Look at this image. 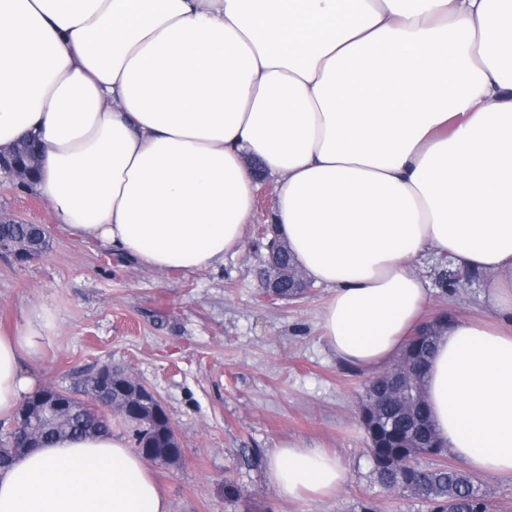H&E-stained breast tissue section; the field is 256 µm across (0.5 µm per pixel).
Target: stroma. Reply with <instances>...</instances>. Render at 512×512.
Listing matches in <instances>:
<instances>
[{
    "mask_svg": "<svg viewBox=\"0 0 512 512\" xmlns=\"http://www.w3.org/2000/svg\"><path fill=\"white\" fill-rule=\"evenodd\" d=\"M276 181L265 177L241 251L220 270L153 271L72 238L50 205L0 178V215L45 225L47 251L25 264L0 251V327L33 306L56 329L31 370L39 384L82 396L103 365L152 389L183 448L174 467H154L170 512H425L418 499L386 491L372 472L359 401L370 372L336 360L318 327L325 288L290 302L262 296L267 261L257 235L268 223ZM429 316L484 317L485 278L433 262ZM320 447L348 471L328 500L282 498L266 476L274 448ZM237 486L241 497L226 493Z\"/></svg>",
    "mask_w": 512,
    "mask_h": 512,
    "instance_id": "35a3bbf8",
    "label": "stroma"
}]
</instances>
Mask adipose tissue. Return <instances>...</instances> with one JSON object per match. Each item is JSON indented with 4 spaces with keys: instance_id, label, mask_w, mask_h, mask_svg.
<instances>
[{
    "instance_id": "ef3b65f1",
    "label": "adipose tissue",
    "mask_w": 512,
    "mask_h": 512,
    "mask_svg": "<svg viewBox=\"0 0 512 512\" xmlns=\"http://www.w3.org/2000/svg\"><path fill=\"white\" fill-rule=\"evenodd\" d=\"M21 138L64 230L154 271L218 269L257 170L275 177L271 222L328 291L321 339L366 371L424 324V259L486 275V316L449 318L424 401L459 461L512 476V0H0V148ZM54 329L41 306L0 331V418ZM347 478L318 447L267 467L291 500ZM0 512L169 502L111 433L15 457Z\"/></svg>"
}]
</instances>
